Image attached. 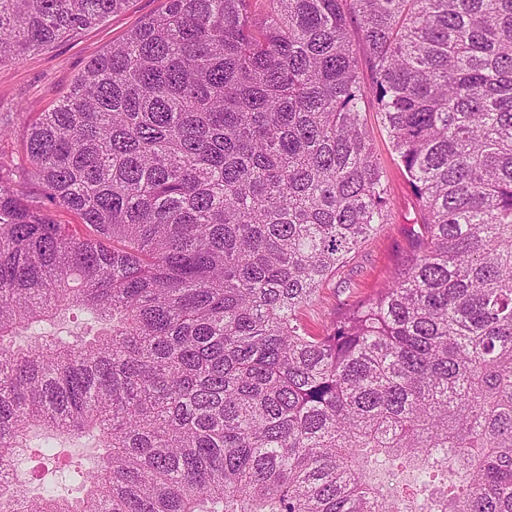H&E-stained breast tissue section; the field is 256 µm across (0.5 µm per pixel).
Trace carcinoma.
<instances>
[{"mask_svg":"<svg viewBox=\"0 0 512 512\" xmlns=\"http://www.w3.org/2000/svg\"><path fill=\"white\" fill-rule=\"evenodd\" d=\"M250 2L166 0L27 127L79 223L0 166V512H512V0ZM125 4L0 0V63ZM368 100L413 250L312 334L388 223ZM76 306L100 328L38 334ZM35 429L99 437L82 499L26 497ZM370 110L364 112V118L376 157L387 176L393 203L390 224H382L376 234L351 252L336 275L323 284L316 301L303 311L302 321L312 333L321 332L334 320L344 303L368 297L381 288L410 250V230L417 218V200L397 163L374 103ZM347 283H352L355 288L345 290Z\"/></svg>","mask_w":512,"mask_h":512,"instance_id":"obj_1","label":"carcinoma"}]
</instances>
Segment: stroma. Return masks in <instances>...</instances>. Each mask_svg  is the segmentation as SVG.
I'll use <instances>...</instances> for the list:
<instances>
[{"instance_id": "obj_1", "label": "stroma", "mask_w": 512, "mask_h": 512, "mask_svg": "<svg viewBox=\"0 0 512 512\" xmlns=\"http://www.w3.org/2000/svg\"><path fill=\"white\" fill-rule=\"evenodd\" d=\"M164 6L165 0H127L121 11L75 36L28 52L20 60L0 63V122L14 129L12 136L0 139V164L22 170L25 162L21 135L25 127L39 113L59 103L91 59L121 40L141 21L161 12ZM364 118L376 157L387 176L393 206L388 224L349 254L336 274L323 284L316 301L303 311L302 321L313 333L322 331L334 320L344 304L368 297L381 288L410 249L417 200L397 163L378 112L365 113ZM55 444L65 451L64 463H38L33 448L21 455L19 467L28 496H39L48 486L55 487L64 498L83 496V488L70 477L68 467L76 463L86 469L94 467L101 448L88 437L60 436Z\"/></svg>"}]
</instances>
